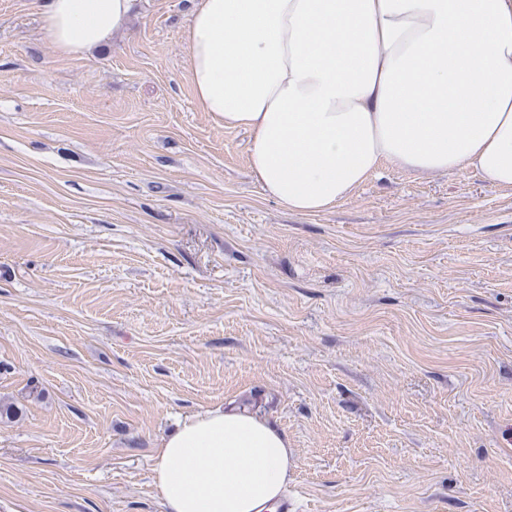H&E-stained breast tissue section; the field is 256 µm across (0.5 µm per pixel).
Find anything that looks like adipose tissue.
<instances>
[{
    "label": "adipose tissue",
    "instance_id": "obj_1",
    "mask_svg": "<svg viewBox=\"0 0 512 512\" xmlns=\"http://www.w3.org/2000/svg\"><path fill=\"white\" fill-rule=\"evenodd\" d=\"M133 4L44 0V35L88 54ZM187 39L199 107L250 132V174L290 212L384 165L512 187V0H197ZM292 466L266 419L211 409L161 441L150 478L164 512H267Z\"/></svg>",
    "mask_w": 512,
    "mask_h": 512
}]
</instances>
